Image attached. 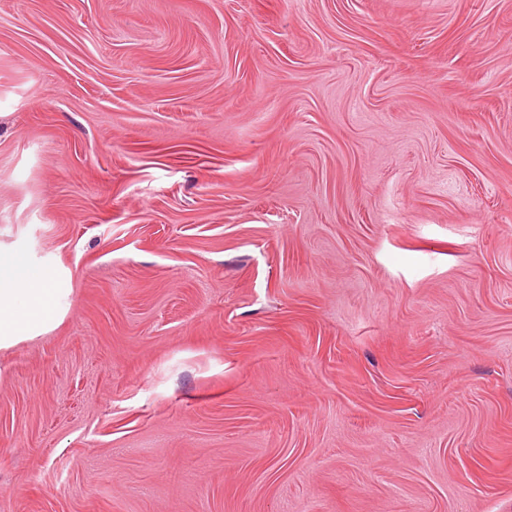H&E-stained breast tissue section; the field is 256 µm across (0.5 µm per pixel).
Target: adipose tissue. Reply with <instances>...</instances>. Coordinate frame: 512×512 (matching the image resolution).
Here are the masks:
<instances>
[{
	"label": "adipose tissue",
	"instance_id": "ef3b65f1",
	"mask_svg": "<svg viewBox=\"0 0 512 512\" xmlns=\"http://www.w3.org/2000/svg\"><path fill=\"white\" fill-rule=\"evenodd\" d=\"M68 271L20 246L0 245V349L43 336L70 311Z\"/></svg>",
	"mask_w": 512,
	"mask_h": 512
}]
</instances>
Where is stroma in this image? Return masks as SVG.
<instances>
[{"label":"stroma","mask_w":512,"mask_h":512,"mask_svg":"<svg viewBox=\"0 0 512 512\" xmlns=\"http://www.w3.org/2000/svg\"><path fill=\"white\" fill-rule=\"evenodd\" d=\"M0 512H512V0H0ZM69 272L21 246L0 245V349L43 336L70 311Z\"/></svg>","instance_id":"35a3bbf8"}]
</instances>
